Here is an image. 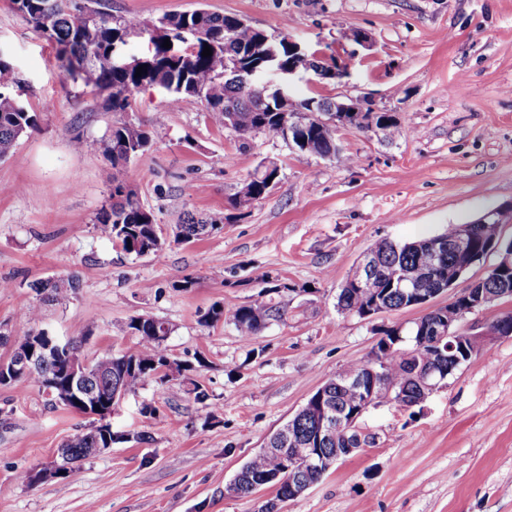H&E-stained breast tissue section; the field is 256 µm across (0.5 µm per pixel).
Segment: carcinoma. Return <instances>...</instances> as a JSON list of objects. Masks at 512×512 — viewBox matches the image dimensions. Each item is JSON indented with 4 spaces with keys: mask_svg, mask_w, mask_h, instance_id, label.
<instances>
[{
    "mask_svg": "<svg viewBox=\"0 0 512 512\" xmlns=\"http://www.w3.org/2000/svg\"><path fill=\"white\" fill-rule=\"evenodd\" d=\"M13 8L22 14L44 38L56 47V58L61 72L71 78L74 67L83 69L86 83L92 91L106 94L108 108L121 115L109 129L105 139L90 140L77 137L73 141L77 152L103 151L114 168H124L134 159L147 153L163 136L160 126H147L123 118L131 105L134 92L144 86H158L170 95L169 105L176 106L183 99L193 97L204 103L211 122L237 134L240 147H250L252 136L268 132L280 136L287 144L298 151L329 159H342L338 145V126L321 120L322 109H329L333 102L328 99L307 98L295 102L294 115L281 111L276 93L262 87L250 88L246 78L250 73L288 67V53L278 50L279 41L288 38L284 34L279 40L268 38L249 25H239L233 15H220L205 10L192 13L165 14L152 24L155 30L165 32L188 30L198 33L190 46L181 55L168 54L163 42H152V49L144 55L142 75L136 70H127L110 62L112 45L122 40L125 33L146 31V25L135 16L113 17L89 6H81L74 0H11ZM210 47L212 55L202 56L204 47ZM17 85L15 71L6 61L0 62V159L10 156L19 141L37 129V115L21 102L13 88ZM371 116L365 114L362 119ZM375 127L387 136L399 134L393 115L380 112L372 116ZM278 169L259 168L249 176L248 190L239 191L231 199V207L237 217L249 214L255 203L265 199L276 184ZM127 183L119 178L112 181L110 197L119 201L110 205L97 218L96 232L121 249L136 257L154 254L165 244L161 228L153 214L141 203L138 194L131 189L124 192ZM504 222L494 215L475 225L474 246L482 256H487L489 244L500 245L505 250L512 246V240L502 239ZM217 229L212 221L198 220L186 216L182 223L175 225L173 240L176 243H191L202 239ZM457 225L450 224L441 233L403 244L382 239L374 243L372 250L379 258V269L372 287L358 288L350 283L340 292L337 302L344 303L348 313L362 314L371 307L374 299L381 300L391 310L410 307L414 300L413 289L401 283L402 275L413 272L425 285V291L447 285V273L455 258L448 254L445 246L453 240ZM440 249L443 257L439 267H432L426 259L429 245ZM503 298L512 297V273H499L490 270L473 284ZM36 295L47 301L68 298L79 288L73 277H51L38 279L28 284ZM42 309L38 304L27 307L20 315L19 323L7 333H0L3 343L16 352H24L33 344L34 325L41 320ZM282 317L280 308L264 300L238 303L232 299L218 302L201 316L200 323L213 326L219 322L232 325L243 340L251 342L266 325ZM438 315L430 312L406 327H392L383 332L377 343V356L381 357V373L377 379L397 391L405 393L409 403L422 398L424 388L411 375L414 361L410 352L417 345L430 356L426 367L433 370L428 382L435 383L444 378L448 370V360L440 358L433 339L425 337L423 328L428 323H436ZM118 335H131L139 339V347L132 353L119 356L106 354L93 365L99 372L95 386L98 396L111 400V391L120 387L124 395L136 393L147 380H165L162 368L168 354L161 342L162 337L171 333L169 325L150 315H137L129 318L117 328ZM67 352H51L46 366L32 375L9 376L7 385L28 381L44 387L45 381L58 385L63 383L60 372L64 368ZM322 388L333 408L352 411L361 401L357 389L342 384L336 386V378L328 379ZM319 420L311 407L305 405L287 423L271 435L268 448L261 449L246 461L227 486L230 494L245 496L255 487L275 485L267 481L271 475L282 479H295L304 484L314 485L324 477L323 470L313 467L300 472L288 470L289 452L294 448L320 449V455L329 457L334 448L345 447V443L332 439L317 441ZM105 444L104 437H96L93 424H88L68 436L62 447L70 449L72 468L85 460L83 449Z\"/></svg>",
    "mask_w": 512,
    "mask_h": 512,
    "instance_id": "1",
    "label": "carcinoma"
}]
</instances>
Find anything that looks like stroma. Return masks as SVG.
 I'll list each match as a JSON object with an SVG mask.
<instances>
[{
    "mask_svg": "<svg viewBox=\"0 0 512 512\" xmlns=\"http://www.w3.org/2000/svg\"><path fill=\"white\" fill-rule=\"evenodd\" d=\"M99 10L153 22L204 8L237 15L269 35L288 34L347 77L303 72L295 98L360 99L395 116L399 135L349 125L347 162L260 133L241 148L213 125L203 103L166 104L167 92L134 93L129 119L163 124L166 138L128 164L123 179L171 235L184 214L219 218L192 244L135 257L95 231L114 170L103 152L74 151V137L103 139L115 119L103 97L65 77L52 45L0 0V48L21 100L40 116L14 154L0 160V326L37 303L30 282L76 277L72 298L42 306L41 325L78 341L89 361L133 352L113 326L149 314L183 372L147 381L112 419L125 440L64 480L33 486L19 473L46 462L85 416L51 406L35 385L0 387V512H257L274 495L226 491L258 452L330 377L373 358L381 332L415 321L407 308L362 319L337 294L380 238L403 243L512 204V0H99ZM369 36L351 50L345 31ZM279 181L244 218L229 200L263 162ZM179 270L193 288L171 287ZM282 312L252 342L220 323L199 324L213 303L261 298ZM256 356H249V349ZM216 405L206 418L190 390ZM157 415L142 414L143 404ZM374 445L341 459L281 512H512V339L484 342L419 406L369 409L359 420Z\"/></svg>",
    "mask_w": 512,
    "mask_h": 512,
    "instance_id": "1",
    "label": "stroma"
}]
</instances>
